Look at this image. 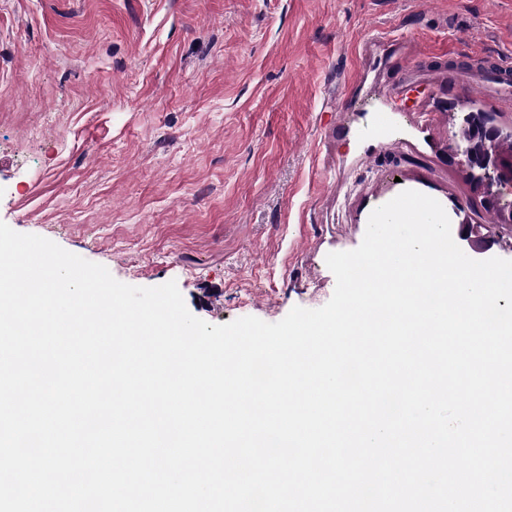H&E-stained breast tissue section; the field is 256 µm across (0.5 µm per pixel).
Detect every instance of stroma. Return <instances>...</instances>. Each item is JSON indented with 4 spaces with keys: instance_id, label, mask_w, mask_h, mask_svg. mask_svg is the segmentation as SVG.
I'll return each mask as SVG.
<instances>
[{
    "instance_id": "1",
    "label": "stroma",
    "mask_w": 512,
    "mask_h": 512,
    "mask_svg": "<svg viewBox=\"0 0 512 512\" xmlns=\"http://www.w3.org/2000/svg\"><path fill=\"white\" fill-rule=\"evenodd\" d=\"M500 55L512 0H0V222L279 322L402 191L512 241L448 156Z\"/></svg>"
}]
</instances>
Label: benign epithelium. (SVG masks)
I'll return each mask as SVG.
<instances>
[{"mask_svg":"<svg viewBox=\"0 0 512 512\" xmlns=\"http://www.w3.org/2000/svg\"><path fill=\"white\" fill-rule=\"evenodd\" d=\"M467 132L465 142H453L450 145L451 156L467 169L484 190L489 204H500L501 192L498 187L504 181H512V174L504 177L499 165L497 143L500 139L499 127L485 119L483 114L470 109L463 116ZM452 233L459 247L473 259H479L493 247H511L512 241L506 242L487 225L484 230L473 228L469 224H460Z\"/></svg>","mask_w":512,"mask_h":512,"instance_id":"7a95c632","label":"benign epithelium"}]
</instances>
